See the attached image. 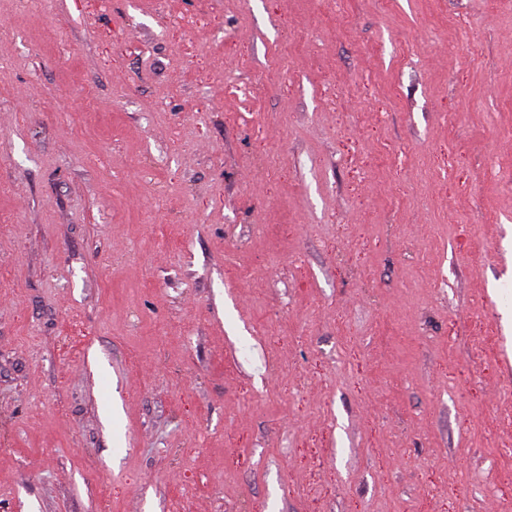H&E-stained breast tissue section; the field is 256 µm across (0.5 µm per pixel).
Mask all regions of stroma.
I'll return each mask as SVG.
<instances>
[{"label":"stroma","mask_w":512,"mask_h":512,"mask_svg":"<svg viewBox=\"0 0 512 512\" xmlns=\"http://www.w3.org/2000/svg\"><path fill=\"white\" fill-rule=\"evenodd\" d=\"M512 0H0V512H512Z\"/></svg>","instance_id":"obj_1"}]
</instances>
